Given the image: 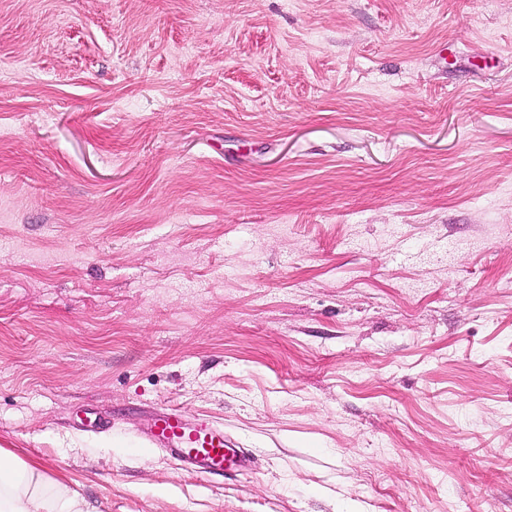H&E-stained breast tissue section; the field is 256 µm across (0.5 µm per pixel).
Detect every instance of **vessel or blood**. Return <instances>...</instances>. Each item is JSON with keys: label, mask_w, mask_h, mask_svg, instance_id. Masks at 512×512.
<instances>
[{"label": "vessel or blood", "mask_w": 512, "mask_h": 512, "mask_svg": "<svg viewBox=\"0 0 512 512\" xmlns=\"http://www.w3.org/2000/svg\"><path fill=\"white\" fill-rule=\"evenodd\" d=\"M144 437L150 445L166 449L202 475H219L226 470L239 472L250 465L249 457L225 437L223 430L189 418L171 405L152 413Z\"/></svg>", "instance_id": "obj_1"}]
</instances>
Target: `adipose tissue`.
<instances>
[{"instance_id": "ef3b65f1", "label": "adipose tissue", "mask_w": 512, "mask_h": 512, "mask_svg": "<svg viewBox=\"0 0 512 512\" xmlns=\"http://www.w3.org/2000/svg\"><path fill=\"white\" fill-rule=\"evenodd\" d=\"M0 512H86V504L37 462L0 449Z\"/></svg>"}]
</instances>
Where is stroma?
<instances>
[{
  "label": "stroma",
  "mask_w": 512,
  "mask_h": 512,
  "mask_svg": "<svg viewBox=\"0 0 512 512\" xmlns=\"http://www.w3.org/2000/svg\"><path fill=\"white\" fill-rule=\"evenodd\" d=\"M0 448L91 512H512V0H0ZM142 435L150 445L166 449L202 475H220L224 469L239 472L250 466V458L224 436L223 430L191 419L175 406L156 409Z\"/></svg>",
  "instance_id": "35a3bbf8"
}]
</instances>
